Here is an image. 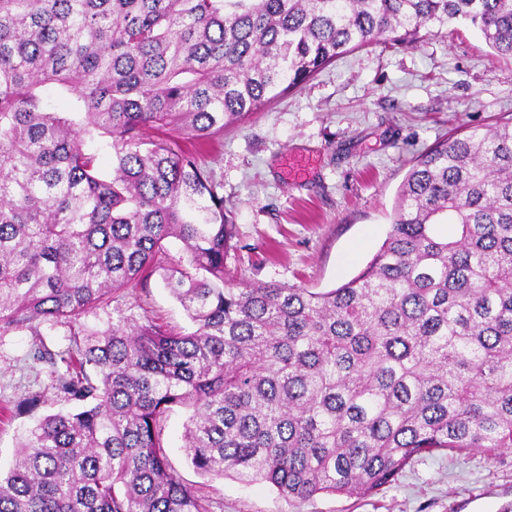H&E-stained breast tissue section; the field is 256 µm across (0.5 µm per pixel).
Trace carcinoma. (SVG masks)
Segmentation results:
<instances>
[{
	"instance_id": "cac0c4a2",
	"label": "carcinoma",
	"mask_w": 512,
	"mask_h": 512,
	"mask_svg": "<svg viewBox=\"0 0 512 512\" xmlns=\"http://www.w3.org/2000/svg\"><path fill=\"white\" fill-rule=\"evenodd\" d=\"M461 24L512 58V0H0V335L67 327L30 357L75 404L25 430L0 512H212L169 467L177 407L198 472L299 501L512 448V123L421 151L380 250L328 291L228 283L219 185L148 136L213 140L343 54ZM170 238L193 330L113 317Z\"/></svg>"
}]
</instances>
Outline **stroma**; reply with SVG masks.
<instances>
[{"mask_svg":"<svg viewBox=\"0 0 512 512\" xmlns=\"http://www.w3.org/2000/svg\"><path fill=\"white\" fill-rule=\"evenodd\" d=\"M511 119L512 59L493 55L473 28L344 55L201 151L233 218L225 278L317 291L348 282L380 249L414 157L450 133ZM111 306L140 323L193 328L158 271L144 287L117 291ZM40 339L55 351L68 345L62 327L0 335V407L41 397L0 424L1 471L26 427L72 408L52 389L50 365L27 359ZM186 418L179 409L165 422L169 465L213 512H502L512 504V448L420 458L374 494L300 502L265 483L198 474L182 448Z\"/></svg>","mask_w":512,"mask_h":512,"instance_id":"obj_1","label":"stroma"}]
</instances>
